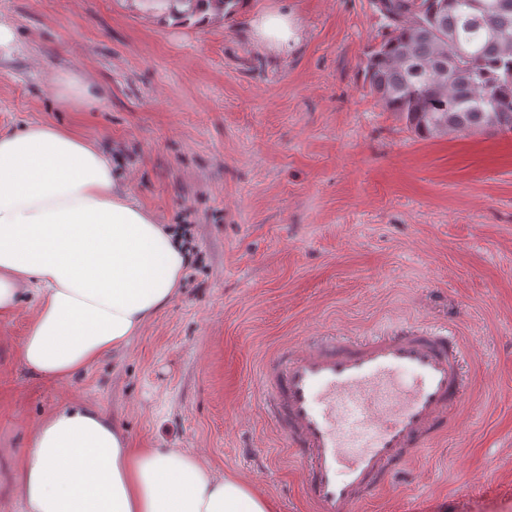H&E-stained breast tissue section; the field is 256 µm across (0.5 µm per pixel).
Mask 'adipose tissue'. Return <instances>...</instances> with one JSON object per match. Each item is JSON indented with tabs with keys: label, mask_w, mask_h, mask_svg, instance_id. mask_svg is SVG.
<instances>
[{
	"label": "adipose tissue",
	"mask_w": 512,
	"mask_h": 512,
	"mask_svg": "<svg viewBox=\"0 0 512 512\" xmlns=\"http://www.w3.org/2000/svg\"><path fill=\"white\" fill-rule=\"evenodd\" d=\"M252 26L278 52L297 40L285 13ZM184 269L179 239L123 197L93 143L50 123L0 135V315L35 295L19 350L28 370L63 380L125 348L176 295ZM15 477L21 512H274L188 453L134 447L85 402L32 427Z\"/></svg>",
	"instance_id": "ef3b65f1"
}]
</instances>
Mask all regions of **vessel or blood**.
<instances>
[{"label": "vessel or blood", "mask_w": 512, "mask_h": 512, "mask_svg": "<svg viewBox=\"0 0 512 512\" xmlns=\"http://www.w3.org/2000/svg\"><path fill=\"white\" fill-rule=\"evenodd\" d=\"M258 390L309 512H361L454 426L465 394L460 341L415 326L313 336L277 348Z\"/></svg>", "instance_id": "obj_1"}]
</instances>
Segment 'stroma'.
<instances>
[{"label": "stroma", "mask_w": 512, "mask_h": 512, "mask_svg": "<svg viewBox=\"0 0 512 512\" xmlns=\"http://www.w3.org/2000/svg\"><path fill=\"white\" fill-rule=\"evenodd\" d=\"M298 24L288 53L252 20ZM18 51L0 67V134L78 122L125 197L189 224L178 294L127 349L50 381L18 358L35 303L0 317V512L28 431L65 402L101 408L141 448H177L303 512L301 477L260 410L283 341L397 322L462 336L456 427L364 512H512V134L418 139L364 87L384 30L370 0H240L209 25L148 0H0ZM75 70L98 105L60 110Z\"/></svg>", "instance_id": "stroma-1"}]
</instances>
